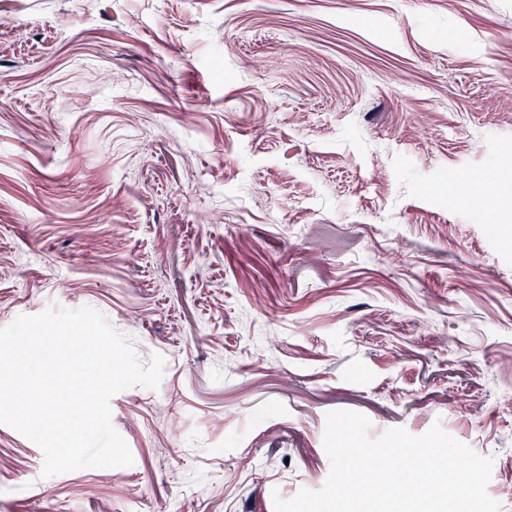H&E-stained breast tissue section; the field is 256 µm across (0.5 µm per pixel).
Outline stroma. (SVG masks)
<instances>
[{"label":"stroma","mask_w":512,"mask_h":512,"mask_svg":"<svg viewBox=\"0 0 512 512\" xmlns=\"http://www.w3.org/2000/svg\"><path fill=\"white\" fill-rule=\"evenodd\" d=\"M512 0H0V328L90 306L163 357L129 467L0 512H274L331 411L433 423L512 512Z\"/></svg>","instance_id":"1"}]
</instances>
